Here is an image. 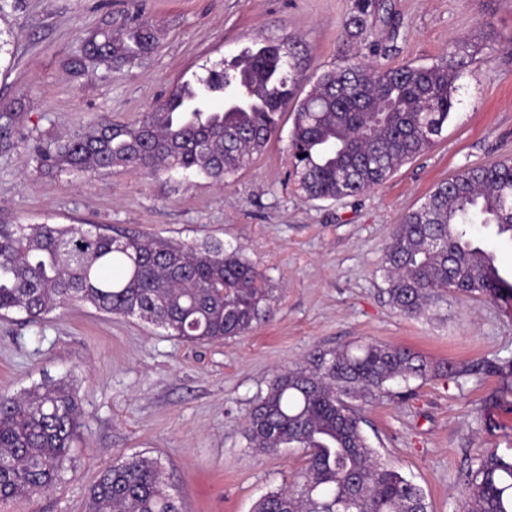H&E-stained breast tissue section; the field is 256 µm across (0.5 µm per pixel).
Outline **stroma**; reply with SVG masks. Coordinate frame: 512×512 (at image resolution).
<instances>
[{
  "label": "stroma",
  "mask_w": 512,
  "mask_h": 512,
  "mask_svg": "<svg viewBox=\"0 0 512 512\" xmlns=\"http://www.w3.org/2000/svg\"><path fill=\"white\" fill-rule=\"evenodd\" d=\"M358 0H7L0 11V102L21 100L15 145L0 148V220L109 224L185 243L241 249L275 290L274 317L252 332L189 345L136 317L80 302L35 323L0 316V394L70 376L82 435L60 481L0 512H86L98 473L136 454L157 458L182 512H251L294 488L307 456L248 448L244 419L277 373L315 350L377 342L466 367L512 359V309L448 294L425 315L394 309L381 270L392 231L438 183L469 165L512 158V0H369L363 34L345 21ZM143 15L155 51L121 65L85 60L87 38ZM298 41L299 92L325 71L368 57L429 66L460 50L466 66L435 146L382 185L311 200L289 178L292 114L266 151L229 184L129 167L101 174L45 170L26 145L101 120L131 123L177 85L245 49ZM405 398L366 407L363 429L382 460L424 492L431 512H458L463 479L486 449L512 460V375L411 381Z\"/></svg>",
  "instance_id": "35a3bbf8"
}]
</instances>
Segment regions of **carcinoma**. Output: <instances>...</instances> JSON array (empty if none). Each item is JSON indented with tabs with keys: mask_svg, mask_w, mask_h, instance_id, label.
Listing matches in <instances>:
<instances>
[{
	"mask_svg": "<svg viewBox=\"0 0 512 512\" xmlns=\"http://www.w3.org/2000/svg\"><path fill=\"white\" fill-rule=\"evenodd\" d=\"M120 64L146 57L157 33L142 21L103 34ZM293 38L248 48L197 83L174 89L132 123L97 122L53 150L31 154L47 169L96 174L132 167L148 174L196 172L223 182L262 154L280 117L294 114L290 175L307 198L338 200L383 184L428 152L455 106L464 59L387 67L354 60L324 72L297 98ZM14 103L0 111V147L13 145ZM512 242V159L467 166L438 184L396 225L386 247V293L415 317L446 292L512 305V282L471 226ZM137 316L189 344L244 336L268 318L275 296L239 249L124 234L106 224H0V314L30 321L72 302ZM444 374L402 346L366 343L319 350L280 373L258 397L244 435L262 454L306 451L301 492L280 489L253 512H428L422 490L381 461L363 427L365 407L388 384ZM81 409L68 376L0 395V501L32 499L61 480L80 437ZM87 512H181L160 461L142 454L104 468ZM462 512H512V462L496 452L465 476Z\"/></svg>",
	"mask_w": 512,
	"mask_h": 512,
	"instance_id": "1",
	"label": "carcinoma"
}]
</instances>
